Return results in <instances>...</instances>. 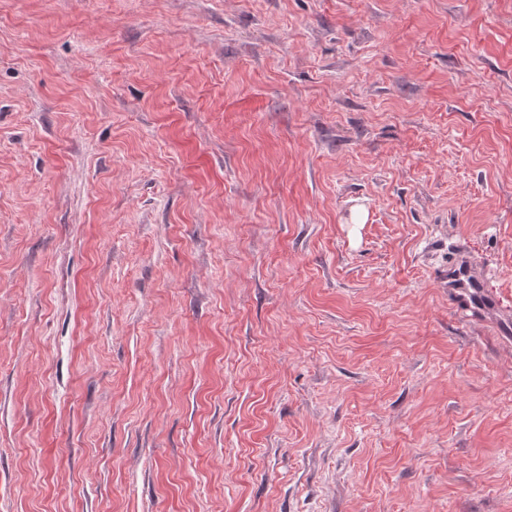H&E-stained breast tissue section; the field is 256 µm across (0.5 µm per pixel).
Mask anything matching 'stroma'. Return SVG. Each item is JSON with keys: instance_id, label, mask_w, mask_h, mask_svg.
Instances as JSON below:
<instances>
[{"instance_id": "35a3bbf8", "label": "stroma", "mask_w": 512, "mask_h": 512, "mask_svg": "<svg viewBox=\"0 0 512 512\" xmlns=\"http://www.w3.org/2000/svg\"><path fill=\"white\" fill-rule=\"evenodd\" d=\"M0 512H512V0H0ZM439 283L442 288H449L453 293H458L460 309L467 310L468 302L465 300V295H470L471 290L478 292L481 288H487L486 285L478 279L472 268L467 265L455 263L441 271L439 275Z\"/></svg>"}]
</instances>
